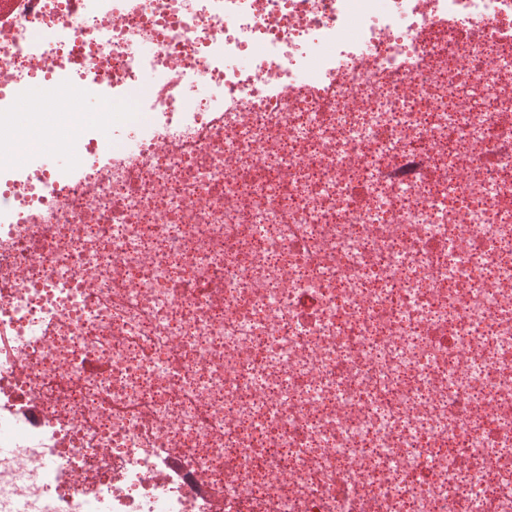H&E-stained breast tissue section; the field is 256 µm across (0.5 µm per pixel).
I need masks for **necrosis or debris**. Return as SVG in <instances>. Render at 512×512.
I'll list each match as a JSON object with an SVG mask.
<instances>
[{
  "instance_id": "4bbe7bcc",
  "label": "necrosis or debris",
  "mask_w": 512,
  "mask_h": 512,
  "mask_svg": "<svg viewBox=\"0 0 512 512\" xmlns=\"http://www.w3.org/2000/svg\"><path fill=\"white\" fill-rule=\"evenodd\" d=\"M11 3L0 512H512V0Z\"/></svg>"
}]
</instances>
